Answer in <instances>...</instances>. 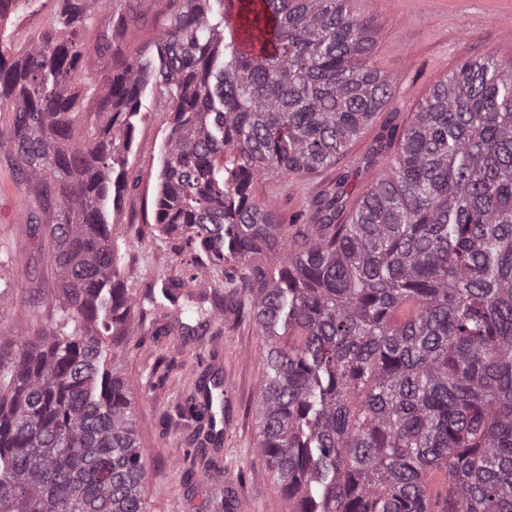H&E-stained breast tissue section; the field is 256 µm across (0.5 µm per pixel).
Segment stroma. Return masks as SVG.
I'll list each match as a JSON object with an SVG mask.
<instances>
[{
    "label": "stroma",
    "mask_w": 512,
    "mask_h": 512,
    "mask_svg": "<svg viewBox=\"0 0 512 512\" xmlns=\"http://www.w3.org/2000/svg\"><path fill=\"white\" fill-rule=\"evenodd\" d=\"M58 0H30L13 10L6 28L17 49L47 31ZM128 29L120 48L150 45L161 30L157 6L124 0ZM357 14L373 21L378 38L370 62L395 80L391 105L407 122L430 88L464 58L488 52L512 59V0H354ZM171 116L151 91L140 98L125 165L112 175L110 218L121 253L120 271L134 295L147 288L186 281L194 254L177 236L150 239L155 222L159 174ZM377 128L349 146L339 163L307 178L271 173L254 182V203L299 224L310 199L345 180L350 202L366 193L381 167L364 163ZM33 194L20 191L7 150L0 149V329L11 338L34 332L50 310L54 276L33 246ZM171 304L148 318L134 317L118 345L119 366L136 408L145 454L144 497L150 512H224L233 492V512H283V500L258 454L255 408L263 391L265 341L246 307L214 312L194 337L171 325ZM217 373L232 383L224 400V435L196 453L202 418L187 411L195 381Z\"/></svg>",
    "instance_id": "1"
}]
</instances>
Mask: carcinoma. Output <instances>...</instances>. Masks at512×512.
I'll use <instances>...</instances> for the list:
<instances>
[{"instance_id":"1","label":"carcinoma","mask_w":512,"mask_h":512,"mask_svg":"<svg viewBox=\"0 0 512 512\" xmlns=\"http://www.w3.org/2000/svg\"><path fill=\"white\" fill-rule=\"evenodd\" d=\"M0 0V148L40 200L57 288L40 331L0 339V512H149L116 346L142 303L121 280L111 175L147 83L173 115L151 236L173 231L233 266L266 343L256 448L285 512H512V60L469 57L409 121L388 116L348 206L344 180L302 224L250 201L270 171L336 165L387 109L369 64L377 30L352 0H151L154 51H97L70 83L95 0H62L52 31L14 53ZM96 122L79 125V107ZM202 377L200 410L224 398ZM109 60L106 56L96 54L93 50L80 63L77 76L80 83L102 82L109 70Z\"/></svg>"}]
</instances>
